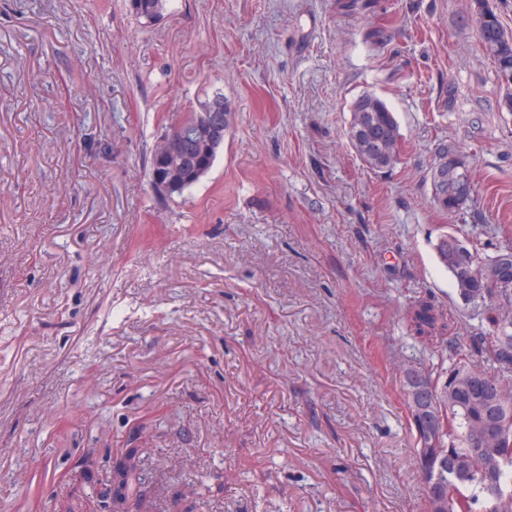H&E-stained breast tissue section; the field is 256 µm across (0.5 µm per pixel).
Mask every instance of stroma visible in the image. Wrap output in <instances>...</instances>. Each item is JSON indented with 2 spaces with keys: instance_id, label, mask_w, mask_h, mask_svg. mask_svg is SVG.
Segmentation results:
<instances>
[{
  "instance_id": "obj_1",
  "label": "stroma",
  "mask_w": 512,
  "mask_h": 512,
  "mask_svg": "<svg viewBox=\"0 0 512 512\" xmlns=\"http://www.w3.org/2000/svg\"><path fill=\"white\" fill-rule=\"evenodd\" d=\"M377 2L374 45L336 0H0V512H99L123 448L158 512H425L403 314L466 323L443 234L512 244V112L463 0ZM365 93L400 126L387 172L348 138ZM219 96L213 167L159 197L155 142ZM448 152H458V147L449 143L442 144L437 148L432 166V182L435 190L434 198L438 205L441 209L448 211V213H455L463 209V206L470 197V192L466 195L455 194L453 188L459 182L460 172H462L464 182L469 179V173L464 170L460 157L455 153ZM445 158L448 166L454 167L460 172L448 170L446 164L444 167H441L437 173L436 168L438 161Z\"/></svg>"
}]
</instances>
